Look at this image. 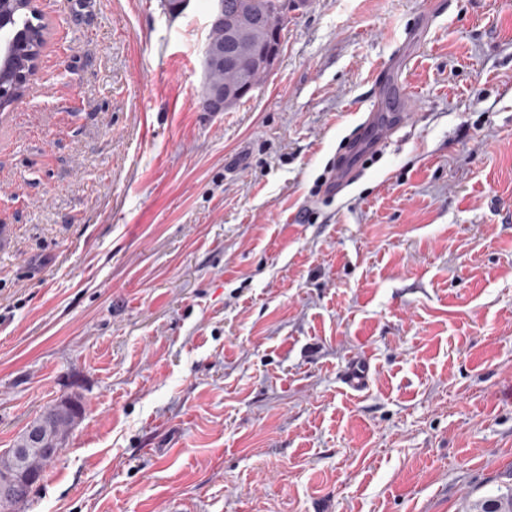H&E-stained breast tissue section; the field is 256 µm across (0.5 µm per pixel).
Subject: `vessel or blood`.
Segmentation results:
<instances>
[{"label":"vessel or blood","mask_w":512,"mask_h":512,"mask_svg":"<svg viewBox=\"0 0 512 512\" xmlns=\"http://www.w3.org/2000/svg\"><path fill=\"white\" fill-rule=\"evenodd\" d=\"M373 82L377 97L395 102L397 109L393 112L373 111L368 113L349 155L343 164L337 167L328 184L329 193L334 194L341 191L356 177V155L368 149L385 145L400 130L413 123L414 100L393 69L388 66L382 67L374 74Z\"/></svg>","instance_id":"1"}]
</instances>
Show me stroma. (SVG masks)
<instances>
[{
	"mask_svg": "<svg viewBox=\"0 0 512 512\" xmlns=\"http://www.w3.org/2000/svg\"><path fill=\"white\" fill-rule=\"evenodd\" d=\"M213 4L40 2L0 113V450L84 413L19 512H473L512 485V0H306L227 112ZM384 65L415 123L329 195Z\"/></svg>",
	"mask_w": 512,
	"mask_h": 512,
	"instance_id": "obj_1",
	"label": "stroma"
}]
</instances>
